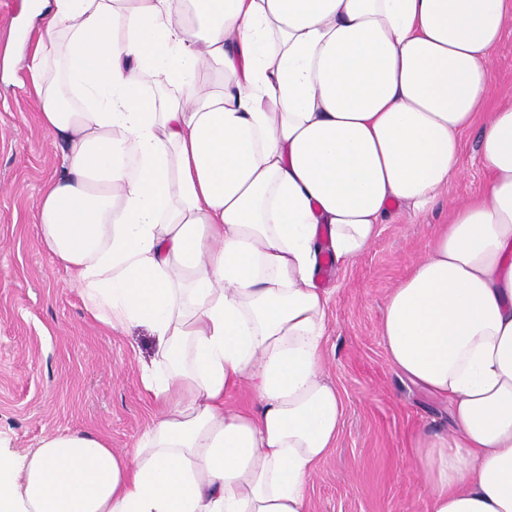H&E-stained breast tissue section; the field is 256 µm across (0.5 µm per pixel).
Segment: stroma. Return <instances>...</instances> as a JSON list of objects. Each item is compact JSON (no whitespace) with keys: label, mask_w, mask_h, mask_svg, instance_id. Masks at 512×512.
Returning <instances> with one entry per match:
<instances>
[{"label":"stroma","mask_w":512,"mask_h":512,"mask_svg":"<svg viewBox=\"0 0 512 512\" xmlns=\"http://www.w3.org/2000/svg\"><path fill=\"white\" fill-rule=\"evenodd\" d=\"M511 100L512 26L491 64L486 109ZM460 144L461 173L432 208L418 215L394 209L365 253L321 274L332 294L327 377L344 416L311 478L308 512H425L411 438L450 428L451 408L395 374L380 324L390 288L423 258L454 207L487 185L478 128ZM64 162L19 65L0 80V448L18 457L66 432L131 450L159 410L140 381L141 365L155 357L148 331L106 330L42 243L41 194Z\"/></svg>","instance_id":"35a3bbf8"}]
</instances>
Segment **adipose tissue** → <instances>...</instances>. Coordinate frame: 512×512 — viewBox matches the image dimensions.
I'll use <instances>...</instances> for the list:
<instances>
[{
    "label": "adipose tissue",
    "mask_w": 512,
    "mask_h": 512,
    "mask_svg": "<svg viewBox=\"0 0 512 512\" xmlns=\"http://www.w3.org/2000/svg\"><path fill=\"white\" fill-rule=\"evenodd\" d=\"M510 25L512 0H53L29 65L66 151L42 242L106 328L149 329L162 411L127 453L74 433L0 453V512H307L343 423L324 250L351 261L392 204L447 190ZM487 114L485 192L380 325L397 375L452 409L414 438L426 512H512V103Z\"/></svg>",
    "instance_id": "adipose-tissue-1"
}]
</instances>
